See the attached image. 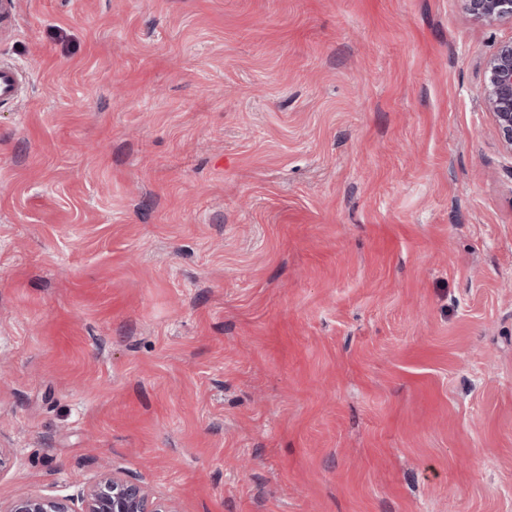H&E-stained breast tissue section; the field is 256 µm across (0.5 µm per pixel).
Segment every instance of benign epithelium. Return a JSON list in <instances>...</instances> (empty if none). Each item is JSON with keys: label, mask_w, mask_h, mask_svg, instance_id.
<instances>
[{"label": "benign epithelium", "mask_w": 512, "mask_h": 512, "mask_svg": "<svg viewBox=\"0 0 512 512\" xmlns=\"http://www.w3.org/2000/svg\"><path fill=\"white\" fill-rule=\"evenodd\" d=\"M466 12L487 27L512 23V0H462ZM479 97L503 148L512 153V39L500 42L484 63ZM0 512H178L173 502L152 498L141 484L104 472L70 495L31 494Z\"/></svg>", "instance_id": "1"}]
</instances>
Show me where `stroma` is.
I'll return each mask as SVG.
<instances>
[{"instance_id": "35a3bbf8", "label": "stroma", "mask_w": 512, "mask_h": 512, "mask_svg": "<svg viewBox=\"0 0 512 512\" xmlns=\"http://www.w3.org/2000/svg\"><path fill=\"white\" fill-rule=\"evenodd\" d=\"M0 502L512 512V155L461 0H15ZM80 504L76 510L75 505ZM1 512H178L173 502L153 499L141 484L112 471L102 473L76 494H31L14 499Z\"/></svg>"}]
</instances>
